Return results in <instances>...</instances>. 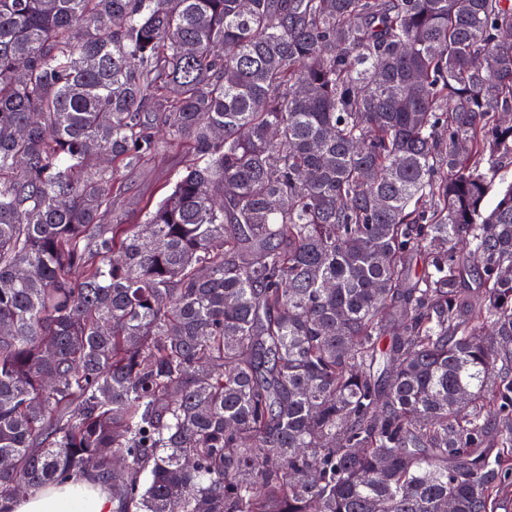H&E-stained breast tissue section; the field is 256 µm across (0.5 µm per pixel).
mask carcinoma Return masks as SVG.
<instances>
[{
  "label": "carcinoma",
  "mask_w": 512,
  "mask_h": 512,
  "mask_svg": "<svg viewBox=\"0 0 512 512\" xmlns=\"http://www.w3.org/2000/svg\"><path fill=\"white\" fill-rule=\"evenodd\" d=\"M511 165L512 0H0V512H494ZM184 161L181 148L164 147L144 165L124 169L121 175L125 190L116 206L114 219L122 224H139L145 202L161 199ZM112 493L87 476L60 487L35 490L20 499L15 512H113Z\"/></svg>",
  "instance_id": "obj_1"
}]
</instances>
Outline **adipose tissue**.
Wrapping results in <instances>:
<instances>
[{
  "mask_svg": "<svg viewBox=\"0 0 512 512\" xmlns=\"http://www.w3.org/2000/svg\"><path fill=\"white\" fill-rule=\"evenodd\" d=\"M112 494L87 476L66 485L35 490L20 499L14 512H114Z\"/></svg>",
  "mask_w": 512,
  "mask_h": 512,
  "instance_id": "1",
  "label": "adipose tissue"
}]
</instances>
